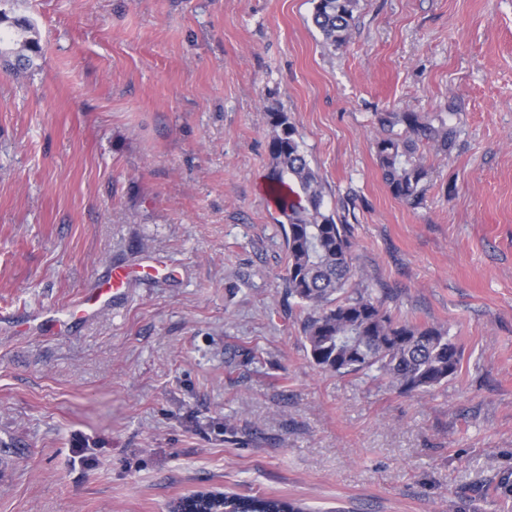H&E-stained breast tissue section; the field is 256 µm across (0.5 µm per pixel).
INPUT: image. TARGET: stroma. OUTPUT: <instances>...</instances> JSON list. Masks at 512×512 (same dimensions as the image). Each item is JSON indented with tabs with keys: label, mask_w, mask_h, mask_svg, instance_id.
<instances>
[{
	"label": "stroma",
	"mask_w": 512,
	"mask_h": 512,
	"mask_svg": "<svg viewBox=\"0 0 512 512\" xmlns=\"http://www.w3.org/2000/svg\"><path fill=\"white\" fill-rule=\"evenodd\" d=\"M41 56L0 67V512H169L200 490L313 512H512V0H7ZM287 112L354 286L447 330L455 378L403 394L315 365L266 184ZM379 112L443 113L422 203ZM124 295L35 334L109 267ZM313 22L324 39L334 46L345 45L355 25L358 0H312Z\"/></svg>",
	"instance_id": "stroma-1"
}]
</instances>
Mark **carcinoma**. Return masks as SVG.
Listing matches in <instances>:
<instances>
[{"mask_svg":"<svg viewBox=\"0 0 512 512\" xmlns=\"http://www.w3.org/2000/svg\"><path fill=\"white\" fill-rule=\"evenodd\" d=\"M358 0H313V22L324 39L345 45L355 25ZM13 31H0V55L19 51L23 68L34 66L40 52L36 32L24 18L10 21ZM274 130L269 143L270 191L287 246L284 276L288 296L299 300L307 317L303 335L312 361L344 375L379 372L402 393L430 389L457 375L462 362L458 345L435 326L400 321L380 305L350 290L352 243L348 226L336 222L324 206L323 186L310 166L287 113L268 112ZM383 134L374 142L383 177L392 195L409 206L421 204L429 169L418 143L449 153L456 131L440 113L385 112L377 117ZM406 126L405 134L394 131ZM226 512H307L286 497L234 495L224 499Z\"/></svg>","mask_w":512,"mask_h":512,"instance_id":"1","label":"carcinoma"}]
</instances>
